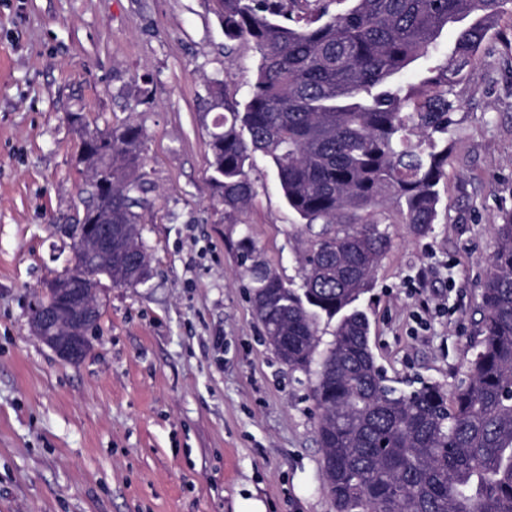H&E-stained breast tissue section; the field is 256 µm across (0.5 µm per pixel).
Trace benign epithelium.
<instances>
[{"mask_svg":"<svg viewBox=\"0 0 512 512\" xmlns=\"http://www.w3.org/2000/svg\"><path fill=\"white\" fill-rule=\"evenodd\" d=\"M104 230L96 234L90 224H80L71 233L74 264L45 289V305L34 307L32 328L36 336L62 360L80 362L89 351L90 331L101 318L98 298L106 284L96 283L90 273L93 263L112 268V211L103 214ZM127 268L143 278L150 271L149 258L128 249Z\"/></svg>","mask_w":512,"mask_h":512,"instance_id":"1","label":"benign epithelium"}]
</instances>
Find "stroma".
<instances>
[{"mask_svg": "<svg viewBox=\"0 0 512 512\" xmlns=\"http://www.w3.org/2000/svg\"><path fill=\"white\" fill-rule=\"evenodd\" d=\"M257 63L217 0H0V512H334L314 379L264 341L238 259L246 229L298 282L300 220L263 155L240 211L209 182V88L244 99ZM453 91L439 221L390 225L360 301L375 362L405 391L453 384L478 339L491 226L512 207V0ZM127 120L146 133L152 276L108 288L69 364L31 308L73 257L84 134Z\"/></svg>", "mask_w": 512, "mask_h": 512, "instance_id": "stroma-1", "label": "stroma"}]
</instances>
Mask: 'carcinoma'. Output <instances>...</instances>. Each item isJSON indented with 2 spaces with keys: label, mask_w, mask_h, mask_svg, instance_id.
Returning <instances> with one entry per match:
<instances>
[{
  "label": "carcinoma",
  "mask_w": 512,
  "mask_h": 512,
  "mask_svg": "<svg viewBox=\"0 0 512 512\" xmlns=\"http://www.w3.org/2000/svg\"><path fill=\"white\" fill-rule=\"evenodd\" d=\"M224 35L259 55L240 102L212 91L211 182L224 212L255 194L249 170L268 158L307 247L294 288L239 242L250 302L290 371H315L316 437L336 512H512V208L493 225L479 340L451 388L409 392L385 384L370 322L356 307L390 248L379 215L424 235L440 214L453 87L492 30L505 0H353L291 26L283 0H219ZM451 53L419 85L400 76L430 59L448 27ZM145 133L131 121L87 135L79 161L112 178V223L139 224L136 175ZM105 204L88 190L83 224ZM336 321L321 346L319 321Z\"/></svg>",
  "instance_id": "obj_1"
}]
</instances>
